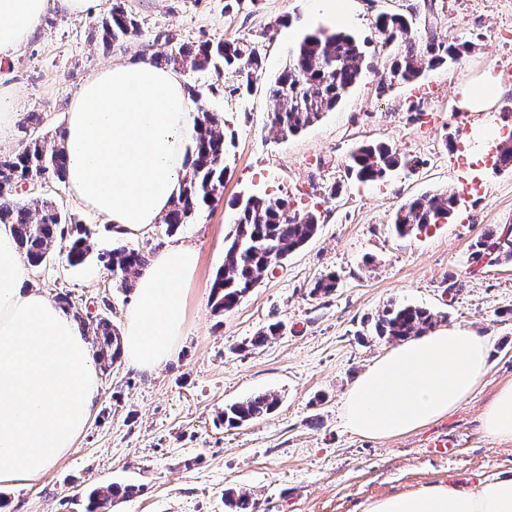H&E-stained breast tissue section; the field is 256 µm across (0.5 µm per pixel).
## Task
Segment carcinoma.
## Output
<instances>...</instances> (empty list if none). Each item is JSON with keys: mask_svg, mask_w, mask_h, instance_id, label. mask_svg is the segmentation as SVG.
Masks as SVG:
<instances>
[{"mask_svg": "<svg viewBox=\"0 0 512 512\" xmlns=\"http://www.w3.org/2000/svg\"><path fill=\"white\" fill-rule=\"evenodd\" d=\"M413 20L401 14H383L377 28L383 45H392L388 57V83H411L421 77L424 67H440L458 61L474 48L472 43H454L440 39L436 33L426 36L412 29ZM101 38L107 48L140 33L135 15L125 7V0H115L109 15L100 22ZM171 38L153 56L160 66L184 72L217 74L231 70L239 78L232 92L250 89L263 68V59L254 42L205 41L197 45H170ZM363 51L356 39L343 31H320L306 35L292 50L288 64L270 88L272 97L283 103L273 113L271 129L284 138L295 135L331 111L359 81ZM220 120L203 109L195 121L196 134L188 157L190 174L184 179L180 196L164 216L165 233H175L202 206L216 201L222 193L225 138ZM408 159L383 143L362 144L349 155L347 175L359 182L380 181L397 168H414ZM44 172L65 181L66 156L63 144L44 136H34L21 148L0 156V223L13 225L18 248L33 267L46 261L58 239L72 237L66 254L71 267L83 265L93 251L86 229L63 214L56 204L44 197L27 203L14 200L20 183ZM457 204L455 194L444 191L430 197L414 199L396 213L394 229L401 235L422 232L431 225L449 219ZM319 217L314 212L301 213L280 197L250 196L240 204L234 232L228 237L224 266L211 286V303L217 314L235 307L264 276L273 272L292 252L310 241L317 233ZM474 263H489L512 258V228L486 227L472 244ZM99 260L121 279L125 289L149 264V255L140 249L116 247L99 254ZM337 285L334 273L322 274L311 284L314 297L331 294ZM447 315L413 305H396L384 309L371 325L372 334L388 341H403L425 334L444 321ZM86 333L94 337L96 360L105 368L117 363L123 354L122 336L112 322L101 315L83 322ZM282 325L272 323L253 336L247 345L258 348L280 334ZM271 393L254 394L226 408L219 415L222 423L240 427L271 414L278 406ZM135 487L113 483L91 490L84 512H98L133 494ZM225 505L231 512H254L255 499L246 491L228 492Z\"/></svg>", "mask_w": 512, "mask_h": 512, "instance_id": "cac0c4a2", "label": "carcinoma"}]
</instances>
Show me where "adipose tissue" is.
I'll list each match as a JSON object with an SVG mask.
<instances>
[{
    "instance_id": "obj_1",
    "label": "adipose tissue",
    "mask_w": 512,
    "mask_h": 512,
    "mask_svg": "<svg viewBox=\"0 0 512 512\" xmlns=\"http://www.w3.org/2000/svg\"><path fill=\"white\" fill-rule=\"evenodd\" d=\"M96 0H0V65L12 62L50 6L82 15ZM197 109L180 73L151 60L93 73L71 101L63 131L67 186L115 229L159 223L181 190ZM198 261L168 245L146 267L127 310L123 354L151 373L171 362L184 334L186 286ZM488 369V343L451 326L390 349L348 389L344 418L384 440L447 416ZM98 371L74 314L28 285L10 225L0 224V485L33 480L67 456L92 416ZM481 426L512 443V383L486 405ZM363 512H512V472L479 474L368 502Z\"/></svg>"
}]
</instances>
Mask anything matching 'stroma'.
Listing matches in <instances>:
<instances>
[{"mask_svg": "<svg viewBox=\"0 0 512 512\" xmlns=\"http://www.w3.org/2000/svg\"><path fill=\"white\" fill-rule=\"evenodd\" d=\"M126 0L140 33L104 48L96 30L112 0L73 16L51 9L42 27L0 69V83L15 91V118L0 138V155L30 137L24 119L38 112V130L62 132L74 93L93 71L154 51L156 37L197 44L211 40L258 43L263 70L251 92L230 95L234 73H184L196 87V106L224 123L227 176L220 197L198 209L188 224L166 234L164 224L137 234L109 229L77 204L65 184L50 181V197L88 230L95 256L68 266L63 241L50 258L28 270L29 284L54 297L67 295L72 311L104 310L124 328L132 291L115 284L98 261L116 246L160 250L194 244L198 264L188 285L185 334L172 361L152 374L120 361L98 373L96 409L73 451L40 478L0 487L8 512H82L75 494L112 483L140 492L111 512H229L224 493L254 494L259 512H362L366 502L422 485L496 470L512 471V445L486 437L484 407L512 382V260L473 265L471 246L488 225L512 227V169L483 165L472 134H512L501 114L512 106V0H348L346 20L312 15L311 0ZM418 9L436 33L474 43L457 62L424 70L415 82L378 86L384 69L364 72L336 110L300 134L278 138L271 129L277 108L268 89L304 34L339 28L365 54L380 47L376 19ZM494 68L501 83L492 112L458 109L454 90ZM421 109L414 120L413 109ZM382 141L416 161L384 180L360 183L346 176L351 150ZM482 177L481 193L428 233L399 236L398 209L421 195L457 189ZM279 196L315 210L317 234L224 315L214 314L210 287L224 265L225 238L234 231L238 200ZM332 272L335 291L312 297L315 277ZM446 313L489 345L487 376L456 411L406 435L376 442L352 434L343 417L348 387L389 344L371 336L369 321L390 304ZM279 336L255 350L240 345L270 323ZM273 393L278 408L240 427L219 423L225 406L257 393ZM445 434L448 456L429 448Z\"/></svg>", "mask_w": 512, "mask_h": 512, "instance_id": "stroma-1", "label": "stroma"}]
</instances>
